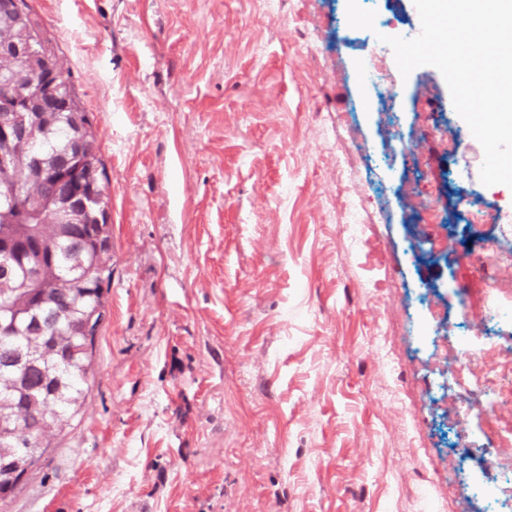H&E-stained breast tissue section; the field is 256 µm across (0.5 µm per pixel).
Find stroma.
<instances>
[{
    "label": "stroma",
    "mask_w": 512,
    "mask_h": 512,
    "mask_svg": "<svg viewBox=\"0 0 512 512\" xmlns=\"http://www.w3.org/2000/svg\"><path fill=\"white\" fill-rule=\"evenodd\" d=\"M89 113L111 198L112 279L85 410L0 512H512L475 484L497 416L449 425L435 318L485 316L484 244L512 189L434 67L387 112L347 0H26ZM342 151H335L336 139ZM438 217L415 237L399 195ZM353 166L367 242L341 228ZM486 217L476 231L467 215ZM447 238L437 260L418 254Z\"/></svg>",
    "instance_id": "35a3bbf8"
}]
</instances>
